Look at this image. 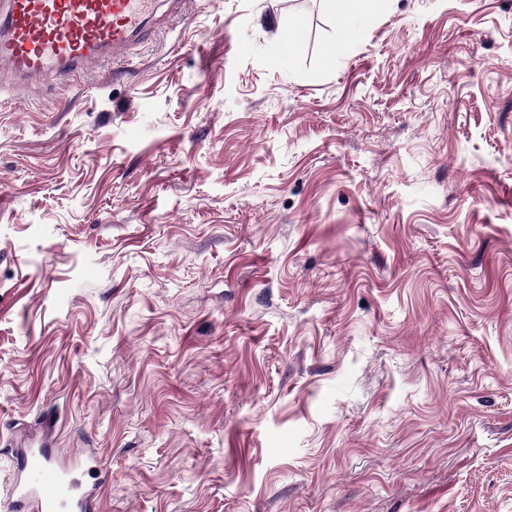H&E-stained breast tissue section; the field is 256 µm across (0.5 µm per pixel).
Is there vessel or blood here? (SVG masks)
<instances>
[{
    "label": "vessel or blood",
    "mask_w": 512,
    "mask_h": 512,
    "mask_svg": "<svg viewBox=\"0 0 512 512\" xmlns=\"http://www.w3.org/2000/svg\"><path fill=\"white\" fill-rule=\"evenodd\" d=\"M154 0H0V70L17 83L86 74L92 65L124 59L147 35ZM46 448L22 451L14 484L23 512H97L100 477L80 488Z\"/></svg>",
    "instance_id": "vessel-or-blood-1"
}]
</instances>
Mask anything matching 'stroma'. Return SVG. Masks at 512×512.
I'll list each match as a JSON object with an SVG mask.
<instances>
[{
    "label": "stroma",
    "mask_w": 512,
    "mask_h": 512,
    "mask_svg": "<svg viewBox=\"0 0 512 512\" xmlns=\"http://www.w3.org/2000/svg\"><path fill=\"white\" fill-rule=\"evenodd\" d=\"M152 28L0 94V512L21 441L99 512H512V0ZM390 0H322L328 14L336 19V40L327 46L324 63L331 67L345 58L357 44L366 21L387 11ZM304 21L301 17H295L288 24V29L282 37L281 44L288 58L294 57L301 52L303 42Z\"/></svg>",
    "instance_id": "35a3bbf8"
}]
</instances>
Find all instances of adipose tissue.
I'll return each mask as SVG.
<instances>
[{"label":"adipose tissue","mask_w":512,"mask_h":512,"mask_svg":"<svg viewBox=\"0 0 512 512\" xmlns=\"http://www.w3.org/2000/svg\"><path fill=\"white\" fill-rule=\"evenodd\" d=\"M389 0H323L324 8L336 20V40L327 46L324 63L333 66L345 58L359 41L369 18L386 12Z\"/></svg>","instance_id":"obj_1"}]
</instances>
